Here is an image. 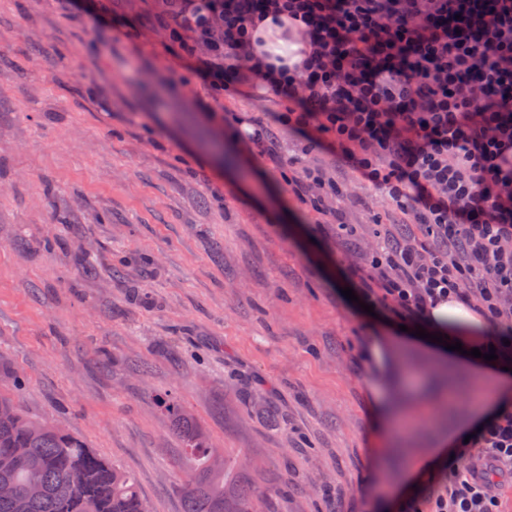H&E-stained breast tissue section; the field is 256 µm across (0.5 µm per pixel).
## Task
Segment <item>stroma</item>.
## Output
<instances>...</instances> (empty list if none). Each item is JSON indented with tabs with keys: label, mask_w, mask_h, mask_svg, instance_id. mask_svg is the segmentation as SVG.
Returning a JSON list of instances; mask_svg holds the SVG:
<instances>
[{
	"label": "stroma",
	"mask_w": 512,
	"mask_h": 512,
	"mask_svg": "<svg viewBox=\"0 0 512 512\" xmlns=\"http://www.w3.org/2000/svg\"><path fill=\"white\" fill-rule=\"evenodd\" d=\"M162 11L0 0V394L133 475L152 512L183 505L167 395L252 459L258 512H381L405 459L362 350L394 318L342 290L379 239L423 230L287 128L275 161L232 139L225 115L271 123L285 101L213 93ZM297 154L347 188L340 214L289 193Z\"/></svg>",
	"instance_id": "1"
}]
</instances>
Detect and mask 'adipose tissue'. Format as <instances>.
Instances as JSON below:
<instances>
[{
  "instance_id": "obj_1",
  "label": "adipose tissue",
  "mask_w": 512,
  "mask_h": 512,
  "mask_svg": "<svg viewBox=\"0 0 512 512\" xmlns=\"http://www.w3.org/2000/svg\"><path fill=\"white\" fill-rule=\"evenodd\" d=\"M253 37L250 56L260 67L287 70L303 58L306 44L288 25L262 22ZM421 326L426 331L422 338L414 336L413 332L398 330L389 335L370 337L367 352L380 382L391 379L397 355L410 351L442 370L465 369L479 380L483 391L466 413L456 418L447 430L441 431L431 448L412 456L404 473L408 480L419 477L427 464L446 461L460 438L492 418L502 402L512 399V357L502 351L497 359L487 361L470 354L471 349H480L494 342L479 312L450 299L431 309L422 319ZM445 336L450 341L461 342L462 351L446 349L441 342Z\"/></svg>"
}]
</instances>
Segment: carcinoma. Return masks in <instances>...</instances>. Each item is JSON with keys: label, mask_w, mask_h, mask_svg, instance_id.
<instances>
[{"label": "carcinoma", "mask_w": 512, "mask_h": 512, "mask_svg": "<svg viewBox=\"0 0 512 512\" xmlns=\"http://www.w3.org/2000/svg\"><path fill=\"white\" fill-rule=\"evenodd\" d=\"M182 442L191 472L183 488V512H256L259 486L240 480L234 466L211 463L212 447L184 405L161 401ZM0 512H148L134 479L109 464L80 438L47 421L26 416L0 395Z\"/></svg>", "instance_id": "carcinoma-1"}]
</instances>
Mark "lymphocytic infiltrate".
I'll return each mask as SVG.
<instances>
[{
	"label": "lymphocytic infiltrate",
	"mask_w": 512,
	"mask_h": 512,
	"mask_svg": "<svg viewBox=\"0 0 512 512\" xmlns=\"http://www.w3.org/2000/svg\"><path fill=\"white\" fill-rule=\"evenodd\" d=\"M170 38L212 90L251 80L287 101L275 120L357 171L426 239L378 242L352 269L361 297L414 320L455 298L512 329V0H166ZM284 14L307 41L301 76L248 62L253 27ZM314 209L343 188L304 166L288 180ZM512 482V403L460 443L404 512H498Z\"/></svg>",
	"instance_id": "lymphocytic-infiltrate-1"
}]
</instances>
